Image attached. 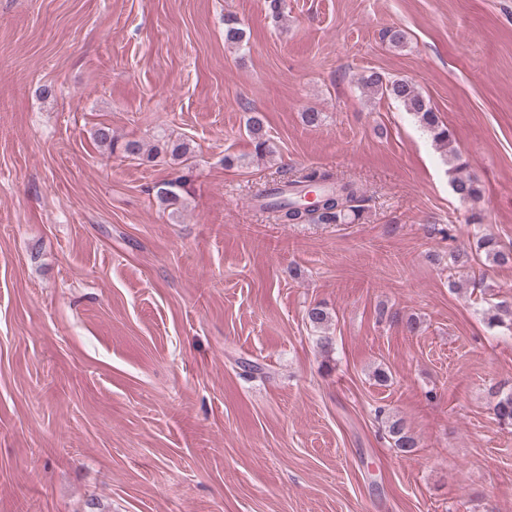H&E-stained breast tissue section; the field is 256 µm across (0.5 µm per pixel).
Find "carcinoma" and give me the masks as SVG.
<instances>
[{
	"instance_id": "carcinoma-1",
	"label": "carcinoma",
	"mask_w": 512,
	"mask_h": 512,
	"mask_svg": "<svg viewBox=\"0 0 512 512\" xmlns=\"http://www.w3.org/2000/svg\"><path fill=\"white\" fill-rule=\"evenodd\" d=\"M244 32L239 27L236 16H224V41L229 45L243 42ZM361 88L373 95L387 96L411 113L418 122L427 129L437 145L447 149L451 156V170L454 173L452 187L454 192L464 201H476L481 197L482 189L479 182L464 174L466 164L461 156L450 148L451 134L442 125L430 102L427 101L416 85L407 78L388 79L382 74L372 71L361 77ZM246 131L257 154L270 151L263 121L258 116H250L246 120ZM96 139L113 151H119L124 158H141L154 155L145 153L143 144L138 140H126L122 143L112 136V130L106 126L95 132ZM161 146L156 153L164 154L172 161H178L190 152V143L184 139H172L160 136ZM183 185V177L179 176L164 184L157 190V197L168 205L179 201L176 189ZM317 190L319 207L305 211L299 207L303 193L309 189ZM262 201V208L274 213L275 220L280 224H338L353 215L358 217L367 201L362 188L354 181L344 180L334 172L318 167H311L301 175L300 179L284 184L268 185L257 194ZM498 266H512V248L504 247L490 236H480L472 251H457L450 254V263L454 266H468L480 255ZM512 323V305L500 303L487 310V323L491 327ZM492 412L500 424L512 427V394L495 397L491 406ZM389 433L393 448L399 454H411L418 447L417 438L398 419L389 425Z\"/></svg>"
}]
</instances>
